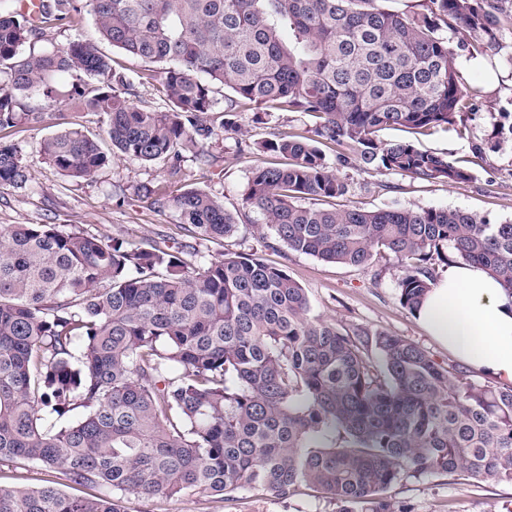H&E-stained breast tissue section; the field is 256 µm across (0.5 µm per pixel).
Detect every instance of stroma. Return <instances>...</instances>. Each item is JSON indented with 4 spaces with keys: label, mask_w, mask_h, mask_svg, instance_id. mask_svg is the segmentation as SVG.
I'll list each match as a JSON object with an SVG mask.
<instances>
[{
    "label": "stroma",
    "mask_w": 512,
    "mask_h": 512,
    "mask_svg": "<svg viewBox=\"0 0 512 512\" xmlns=\"http://www.w3.org/2000/svg\"><path fill=\"white\" fill-rule=\"evenodd\" d=\"M473 32L461 30L452 39L458 46L457 66L464 78L482 86L483 96L463 114L457 129L412 134L386 130V139H414L424 150L468 161L472 180L448 185L421 184L409 177L364 172L347 165L340 174L349 191L344 203L367 209L459 208L499 222L512 219V28L501 29L487 54L469 57L466 46ZM111 56L117 69L134 79V104L156 111L168 104L158 92L159 65L144 62L119 50ZM234 131L209 143L211 163L201 166L187 160L178 176H169L163 163L121 160L100 169L88 180L72 179L41 160L39 145L63 128H78L105 139L98 114L66 110L64 118H51L41 126L13 134L27 158L31 179L26 187L0 192V224H75L93 233L119 239L159 238L176 234L172 208L154 209L139 196L142 185L162 187L176 195L190 188L208 191L223 200L227 209L240 208L255 165L267 162L256 149L258 141L282 131L305 132L311 117L294 112H265L250 108L230 117ZM226 247L237 252L263 251L305 288L313 315L336 319L347 327L364 326L404 337L452 371H465L481 385H498L492 374L465 368L453 353L428 336L415 316L397 300L398 268L387 253L375 256L372 265L349 268L294 253L281 247L264 249L250 221H242L238 235ZM387 496L394 512H512V485L478 482L464 472L433 476L407 475ZM126 512H336V506L310 489H300L286 500L252 491L219 501L186 494L167 501L131 498Z\"/></svg>",
    "instance_id": "obj_1"
}]
</instances>
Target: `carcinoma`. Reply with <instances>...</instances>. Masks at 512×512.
I'll list each match as a JSON object with an SVG mask.
<instances>
[{
  "instance_id": "cac0c4a2",
  "label": "carcinoma",
  "mask_w": 512,
  "mask_h": 512,
  "mask_svg": "<svg viewBox=\"0 0 512 512\" xmlns=\"http://www.w3.org/2000/svg\"><path fill=\"white\" fill-rule=\"evenodd\" d=\"M42 0L40 23L0 7V132L80 107L102 117L111 151L77 129L40 143L65 176L114 159L210 164L224 114L254 104L314 118L311 135L258 144L283 163L253 169L242 209L188 189L175 209L196 239L254 232L352 267L388 252L397 300L416 315L443 263L476 265L512 297V220L462 209L315 207L344 196L338 167L421 183L470 181L472 169L386 129H449L480 90L463 82L448 34L487 41L512 14L502 0ZM99 41L46 44L47 26L83 8ZM161 66L165 112L134 104V83L98 42ZM72 72L85 76L64 83ZM229 89L232 96L219 101ZM335 154L329 162L326 150ZM29 181L22 149L0 140V191ZM0 462L59 472L98 496L52 484L0 486V512H125L123 502L186 493L277 499L307 486L337 512H392L387 490L412 472L464 471L512 485V386L479 385L402 336L310 316L302 286L256 252L206 258L188 246L130 244L77 226L0 225Z\"/></svg>"
}]
</instances>
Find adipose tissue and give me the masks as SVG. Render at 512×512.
Masks as SVG:
<instances>
[{
	"label": "adipose tissue",
	"instance_id": "1",
	"mask_svg": "<svg viewBox=\"0 0 512 512\" xmlns=\"http://www.w3.org/2000/svg\"><path fill=\"white\" fill-rule=\"evenodd\" d=\"M417 318L429 336L461 361L512 383V299L484 270L449 267Z\"/></svg>",
	"mask_w": 512,
	"mask_h": 512
}]
</instances>
